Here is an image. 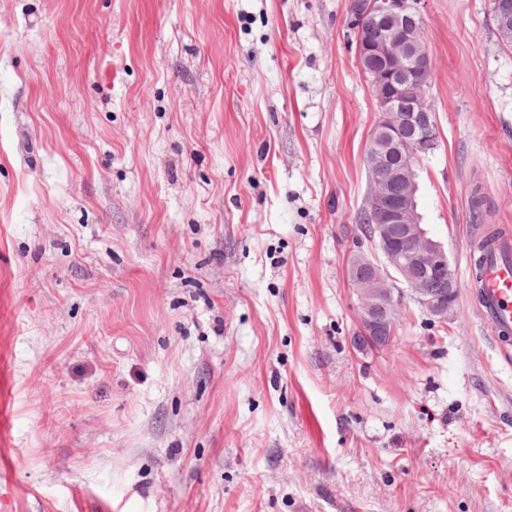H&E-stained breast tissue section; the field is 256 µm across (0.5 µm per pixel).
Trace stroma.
<instances>
[{"instance_id":"stroma-1","label":"stroma","mask_w":512,"mask_h":512,"mask_svg":"<svg viewBox=\"0 0 512 512\" xmlns=\"http://www.w3.org/2000/svg\"><path fill=\"white\" fill-rule=\"evenodd\" d=\"M421 7L459 298L359 351L348 0H0V512H512L469 251L512 226V48L489 0Z\"/></svg>"}]
</instances>
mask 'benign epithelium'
I'll use <instances>...</instances> for the list:
<instances>
[{
    "label": "benign epithelium",
    "instance_id": "7a95c632",
    "mask_svg": "<svg viewBox=\"0 0 512 512\" xmlns=\"http://www.w3.org/2000/svg\"><path fill=\"white\" fill-rule=\"evenodd\" d=\"M492 12L499 29L512 27V4L492 0ZM346 22L380 112L366 150L372 175L366 217L368 236L383 260L356 255L348 270L358 298L354 345L365 348L393 338L401 300L397 283L407 285L440 323L455 310L458 285L448 252L428 236L417 211V164L437 148L436 116L426 101L432 59L427 52L421 60L413 55L425 41L421 0H349ZM435 282L442 288H433Z\"/></svg>",
    "mask_w": 512,
    "mask_h": 512
}]
</instances>
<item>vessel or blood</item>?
<instances>
[{
    "label": "vessel or blood",
    "instance_id": "obj_1",
    "mask_svg": "<svg viewBox=\"0 0 512 512\" xmlns=\"http://www.w3.org/2000/svg\"><path fill=\"white\" fill-rule=\"evenodd\" d=\"M477 260L474 284L481 318L501 354H512V232L497 234Z\"/></svg>",
    "mask_w": 512,
    "mask_h": 512
}]
</instances>
